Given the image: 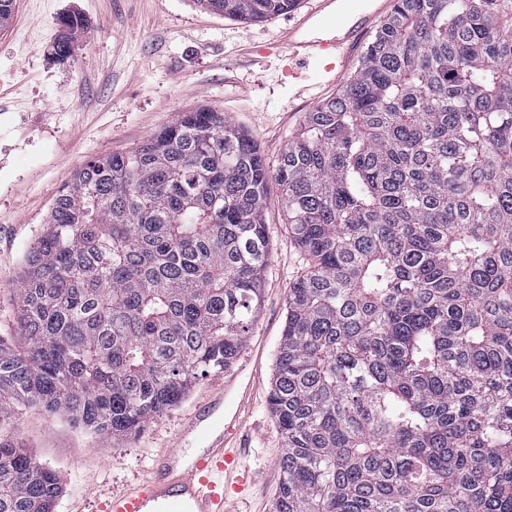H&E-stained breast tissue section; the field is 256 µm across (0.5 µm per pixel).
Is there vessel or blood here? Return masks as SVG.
Wrapping results in <instances>:
<instances>
[{"label":"vessel or blood","mask_w":512,"mask_h":512,"mask_svg":"<svg viewBox=\"0 0 512 512\" xmlns=\"http://www.w3.org/2000/svg\"><path fill=\"white\" fill-rule=\"evenodd\" d=\"M393 0H313L308 9L290 13L276 45L288 60V73L297 78L298 94L315 99L303 71L321 61L334 80L343 79L375 27L391 10ZM237 391L231 421L203 413L186 420L179 440L154 461L135 484L104 491L98 512H240L256 483L255 472L243 455L250 387H236L234 378L216 386L217 393ZM200 434L204 444L185 456L182 438Z\"/></svg>","instance_id":"obj_1"}]
</instances>
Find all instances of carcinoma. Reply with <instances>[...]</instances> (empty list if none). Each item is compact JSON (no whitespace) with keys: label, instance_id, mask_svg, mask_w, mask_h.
Segmentation results:
<instances>
[{"label":"carcinoma","instance_id":"obj_1","mask_svg":"<svg viewBox=\"0 0 512 512\" xmlns=\"http://www.w3.org/2000/svg\"><path fill=\"white\" fill-rule=\"evenodd\" d=\"M195 2L256 24L301 0ZM83 29L59 19L57 60ZM272 181L307 260L268 399L274 512H512V0H395L273 167L209 105L80 166L24 258L0 429L38 407L127 438L229 368ZM61 495L0 438V512Z\"/></svg>","mask_w":512,"mask_h":512}]
</instances>
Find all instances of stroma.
<instances>
[{
	"instance_id": "35a3bbf8",
	"label": "stroma",
	"mask_w": 512,
	"mask_h": 512,
	"mask_svg": "<svg viewBox=\"0 0 512 512\" xmlns=\"http://www.w3.org/2000/svg\"><path fill=\"white\" fill-rule=\"evenodd\" d=\"M70 12L80 14L85 29L73 56L60 62L52 43L59 18ZM285 21L280 15L244 24L194 0H16L0 30V336L13 333L26 251L57 192L87 160L134 148L178 112L205 104L248 131L276 164L315 104L289 101L288 69L277 56L253 68L244 50L273 47ZM262 219L269 257L244 350L255 378L246 442L257 484L248 512H272L282 478L284 443L268 394L288 289L305 267L277 187L268 189ZM212 382L200 379L182 405L136 437L108 442L36 407L22 411L9 435L60 474L56 512H97V488L141 478L181 420L208 399Z\"/></svg>"
}]
</instances>
